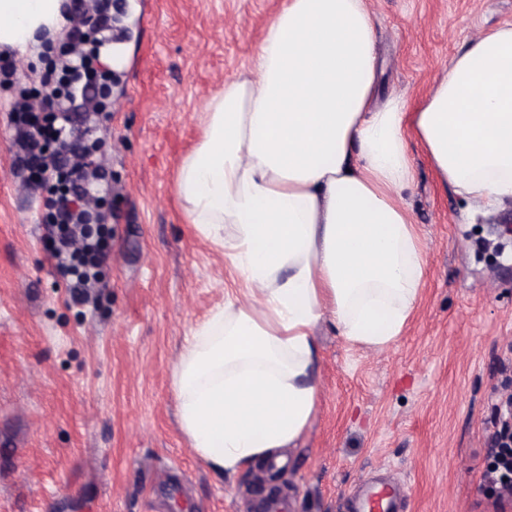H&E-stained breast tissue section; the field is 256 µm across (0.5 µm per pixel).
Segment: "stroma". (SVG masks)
I'll list each match as a JSON object with an SVG mask.
<instances>
[{
  "instance_id": "stroma-1",
  "label": "stroma",
  "mask_w": 512,
  "mask_h": 512,
  "mask_svg": "<svg viewBox=\"0 0 512 512\" xmlns=\"http://www.w3.org/2000/svg\"><path fill=\"white\" fill-rule=\"evenodd\" d=\"M105 159L109 258L90 301L49 262L45 190L12 166L7 115L41 90L58 54L0 46V512H242L288 494L297 512H343L370 475L394 470L407 512H494L479 484L497 396L512 394V201L492 211L440 187L419 145L404 194L428 262L418 306L384 348L312 329L318 405L265 483L219 472L178 422L172 371L192 330L238 288L224 251L187 224L174 191L202 113L243 73L284 0H108ZM378 98L416 101L453 56L512 25V0H368Z\"/></svg>"
}]
</instances>
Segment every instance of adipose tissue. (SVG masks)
<instances>
[{
    "label": "adipose tissue",
    "instance_id": "ef3b65f1",
    "mask_svg": "<svg viewBox=\"0 0 512 512\" xmlns=\"http://www.w3.org/2000/svg\"><path fill=\"white\" fill-rule=\"evenodd\" d=\"M64 12L65 0H0V46L52 39ZM375 28L366 0H287L178 171L187 223L261 296L197 325L173 371L181 428L217 470L270 461L304 432L321 319L352 344L401 336L427 273L400 200L411 143L464 200H512V26L475 38L416 103L377 108Z\"/></svg>",
    "mask_w": 512,
    "mask_h": 512
}]
</instances>
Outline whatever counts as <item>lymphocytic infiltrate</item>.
Listing matches in <instances>:
<instances>
[{"label": "lymphocytic infiltrate", "instance_id": "1", "mask_svg": "<svg viewBox=\"0 0 512 512\" xmlns=\"http://www.w3.org/2000/svg\"><path fill=\"white\" fill-rule=\"evenodd\" d=\"M91 79L86 71L46 69L41 76L46 90L41 104L22 99L10 112L17 145L13 161L29 183L48 192L49 260L67 278L78 301L96 287L112 236L99 208L89 203L98 193L96 184L103 171L83 141L70 138L72 115ZM489 443L480 477L512 495V395L496 405Z\"/></svg>", "mask_w": 512, "mask_h": 512}]
</instances>
